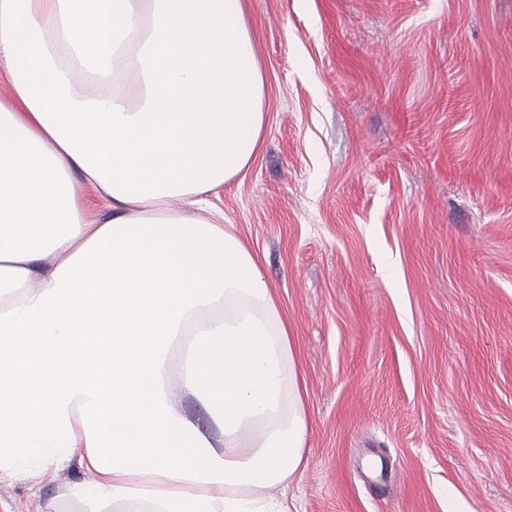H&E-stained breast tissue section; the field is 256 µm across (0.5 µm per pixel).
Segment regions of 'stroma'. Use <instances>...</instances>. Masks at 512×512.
Wrapping results in <instances>:
<instances>
[{
	"label": "stroma",
	"instance_id": "obj_1",
	"mask_svg": "<svg viewBox=\"0 0 512 512\" xmlns=\"http://www.w3.org/2000/svg\"><path fill=\"white\" fill-rule=\"evenodd\" d=\"M262 144L212 196L299 357L297 512H512V0H242ZM70 463L0 512H128Z\"/></svg>",
	"mask_w": 512,
	"mask_h": 512
}]
</instances>
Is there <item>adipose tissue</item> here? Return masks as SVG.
I'll list each match as a JSON object with an SVG mask.
<instances>
[{"mask_svg":"<svg viewBox=\"0 0 512 512\" xmlns=\"http://www.w3.org/2000/svg\"><path fill=\"white\" fill-rule=\"evenodd\" d=\"M0 63V477L76 460L94 502L291 512L298 359L209 206L265 125L242 0H0Z\"/></svg>","mask_w":512,"mask_h":512,"instance_id":"ef3b65f1","label":"adipose tissue"}]
</instances>
